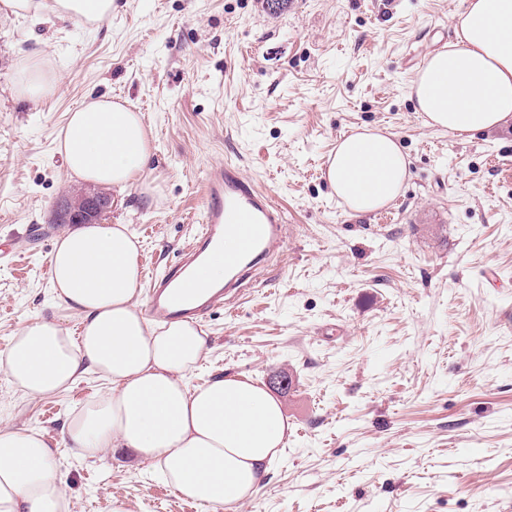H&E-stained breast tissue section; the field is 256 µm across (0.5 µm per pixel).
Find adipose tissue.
<instances>
[{"label": "adipose tissue", "mask_w": 512, "mask_h": 512, "mask_svg": "<svg viewBox=\"0 0 512 512\" xmlns=\"http://www.w3.org/2000/svg\"><path fill=\"white\" fill-rule=\"evenodd\" d=\"M452 27L454 41L428 57L411 85L427 125L471 135L512 121V0H464ZM56 84L43 59L28 56L14 93L36 102ZM57 148L70 176L117 189L135 182L153 154L140 114L103 97L71 112ZM408 175L395 136L368 129L339 140L326 171L337 198L357 213L390 205ZM139 278L138 241L126 225L77 224L57 239L51 292L79 327L46 317L27 322L0 357V374L33 397L90 373L111 386L69 415L60 437L0 427V512H72L59 478L61 446L84 459L133 449L178 497L214 512L263 487L287 437L280 402L238 375L189 387L207 336L189 322L149 321Z\"/></svg>", "instance_id": "ef3b65f1"}]
</instances>
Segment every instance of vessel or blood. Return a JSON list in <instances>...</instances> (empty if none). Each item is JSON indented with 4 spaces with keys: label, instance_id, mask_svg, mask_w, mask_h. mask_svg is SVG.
Listing matches in <instances>:
<instances>
[{
    "label": "vessel or blood",
    "instance_id": "vessel-or-blood-1",
    "mask_svg": "<svg viewBox=\"0 0 512 512\" xmlns=\"http://www.w3.org/2000/svg\"><path fill=\"white\" fill-rule=\"evenodd\" d=\"M203 221L188 248L164 271L149 279V311L165 321L198 322L217 306H230L244 295L243 285L284 245L279 209L268 192L256 188L233 165L208 169ZM236 240L224 248L226 236ZM214 260L224 263V282L214 286L198 278Z\"/></svg>",
    "mask_w": 512,
    "mask_h": 512
}]
</instances>
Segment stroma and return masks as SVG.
Segmentation results:
<instances>
[{
	"label": "stroma",
	"instance_id": "35a3bbf8",
	"mask_svg": "<svg viewBox=\"0 0 512 512\" xmlns=\"http://www.w3.org/2000/svg\"><path fill=\"white\" fill-rule=\"evenodd\" d=\"M463 0H114L96 24L0 14V353L38 316L75 328L49 293L64 227L55 202L78 189L58 137L89 96L141 113L153 156L113 190L108 224L140 245L142 274L186 248L207 167L231 162L285 216L280 256L232 310L202 326L197 386L242 374L276 390L285 451L232 512H512V124L464 138L424 124L410 85L453 40ZM58 74L39 103L12 92L15 65ZM392 133L409 161L402 194L358 214L325 177L338 138ZM495 268L499 286L482 285ZM106 383L90 374L33 398L0 375V425L60 435ZM72 512H185L125 448L63 454Z\"/></svg>",
	"mask_w": 512,
	"mask_h": 512
}]
</instances>
